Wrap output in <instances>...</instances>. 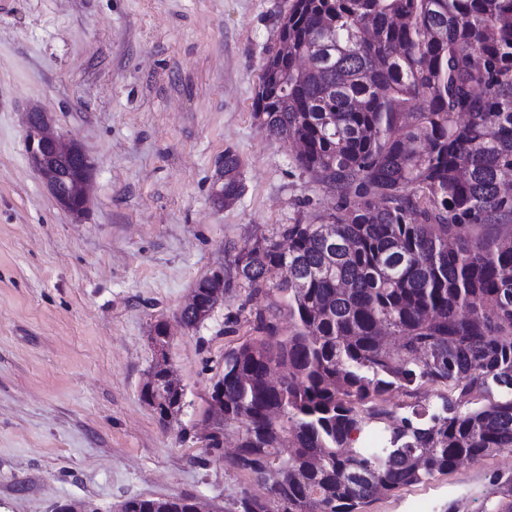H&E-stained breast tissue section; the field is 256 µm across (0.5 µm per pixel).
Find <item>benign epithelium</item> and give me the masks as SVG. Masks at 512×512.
Wrapping results in <instances>:
<instances>
[{
    "instance_id": "obj_1",
    "label": "benign epithelium",
    "mask_w": 512,
    "mask_h": 512,
    "mask_svg": "<svg viewBox=\"0 0 512 512\" xmlns=\"http://www.w3.org/2000/svg\"><path fill=\"white\" fill-rule=\"evenodd\" d=\"M26 150L33 166L41 177L58 206L77 216H83L90 204V186L95 164L84 152L80 144L56 133L47 113L32 108L26 113ZM71 163L77 173L78 192L71 191L68 183L59 175L57 167ZM224 301V290L211 292L210 301L200 306L196 298H191L186 308L195 311L197 323H202ZM170 342V329L162 334H153L152 343L158 353L155 363L141 386L143 401L154 410H164L169 416L178 414L184 404V389L174 376L167 358ZM92 503L73 499L59 504L56 512H95Z\"/></svg>"
}]
</instances>
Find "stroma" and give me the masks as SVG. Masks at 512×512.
<instances>
[{"instance_id": "1", "label": "stroma", "mask_w": 512, "mask_h": 512, "mask_svg": "<svg viewBox=\"0 0 512 512\" xmlns=\"http://www.w3.org/2000/svg\"><path fill=\"white\" fill-rule=\"evenodd\" d=\"M290 0H0V512L86 499L113 512L136 497L193 495L224 512L261 488L207 455L208 391L240 309L277 294L236 289L197 327L174 319L228 244L318 222L336 203L254 115L267 51ZM94 161L82 219L30 164L25 114ZM246 190L214 204L225 149ZM173 323L169 363L185 406L169 424L140 395L153 325ZM512 453L370 504L367 512H482Z\"/></svg>"}]
</instances>
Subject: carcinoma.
Returning a JSON list of instances; mask_svg holds the SVG:
<instances>
[{
    "label": "carcinoma",
    "instance_id": "carcinoma-1",
    "mask_svg": "<svg viewBox=\"0 0 512 512\" xmlns=\"http://www.w3.org/2000/svg\"><path fill=\"white\" fill-rule=\"evenodd\" d=\"M254 115L336 206L229 247L224 280L195 285L201 304L268 293L278 268L292 320L282 336L250 314L212 385L224 422L205 452L237 429L224 464L266 490L226 512H364L512 453V233H473L512 224V0H292ZM240 167L225 149L218 201L244 194ZM372 425L381 443H359ZM486 501L512 512V477Z\"/></svg>",
    "mask_w": 512,
    "mask_h": 512
}]
</instances>
